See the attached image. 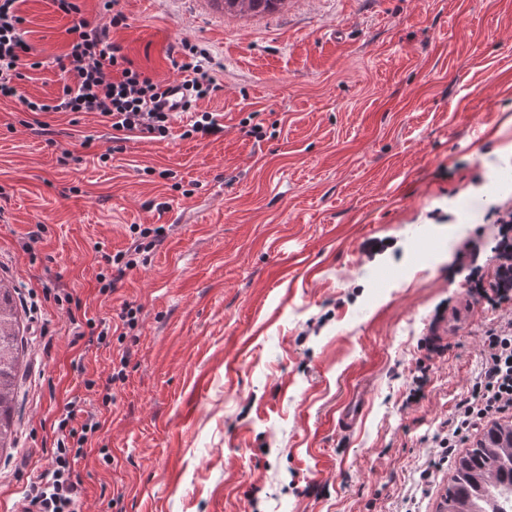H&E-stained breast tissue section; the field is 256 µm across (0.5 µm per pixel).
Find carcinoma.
<instances>
[{
	"mask_svg": "<svg viewBox=\"0 0 512 512\" xmlns=\"http://www.w3.org/2000/svg\"><path fill=\"white\" fill-rule=\"evenodd\" d=\"M286 0H224V9L246 6L253 13L273 12ZM23 337L11 288L0 282V448L16 444L15 400L21 371ZM512 491V423H496L476 447L457 456L439 512H512L502 491Z\"/></svg>",
	"mask_w": 512,
	"mask_h": 512,
	"instance_id": "cac0c4a2",
	"label": "carcinoma"
}]
</instances>
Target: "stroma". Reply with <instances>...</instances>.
<instances>
[{
    "label": "stroma",
    "mask_w": 512,
    "mask_h": 512,
    "mask_svg": "<svg viewBox=\"0 0 512 512\" xmlns=\"http://www.w3.org/2000/svg\"><path fill=\"white\" fill-rule=\"evenodd\" d=\"M120 6L114 39L155 80L186 79L181 42L206 55L218 89L196 109L224 131L184 137V114L114 153L97 113L0 98V280L25 337L0 512L48 473L76 399L103 422L77 512H437L448 471L419 475L494 318L453 269L468 242L491 262L494 208L512 200V0ZM22 10L33 58L63 54L71 17L52 0ZM134 224L168 236L103 288ZM127 303L140 314L123 341L71 323ZM356 385L366 412L345 433L333 415ZM286 0H224V10L265 13L278 9ZM246 4V9L240 5ZM239 7V9H238Z\"/></svg>",
    "instance_id": "stroma-1"
}]
</instances>
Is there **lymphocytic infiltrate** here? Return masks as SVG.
I'll list each match as a JSON object with an SVG mask.
<instances>
[{"mask_svg":"<svg viewBox=\"0 0 512 512\" xmlns=\"http://www.w3.org/2000/svg\"><path fill=\"white\" fill-rule=\"evenodd\" d=\"M24 0H0V98L16 99L32 113L95 112L107 119L113 131L139 133L162 140L168 137L174 120L164 109V83L134 68L122 48L111 37L124 26L126 17L119 0H101L98 23L81 18L79 0H52L57 11L74 16L69 27L67 51L55 63L64 75L59 96L53 103L27 98L20 90L23 71L29 68L30 45L25 39L21 6ZM498 236L493 248L495 265L490 279H483L478 254L464 249L460 261L470 296L485 300L500 320L483 338L484 368L474 378L468 396L435 437L441 460H448L460 442L479 426L500 414L512 411V209L499 212ZM136 234L134 248L113 254L112 282L121 281L128 270L147 262L165 238L164 226L131 225ZM75 410H68L58 423L59 437L51 450L53 470L49 480L30 485L25 499L33 512H75L81 482L75 472L84 457L85 446L101 424L87 420L73 427Z\"/></svg>","mask_w":512,"mask_h":512,"instance_id":"obj_1","label":"lymphocytic infiltrate"}]
</instances>
